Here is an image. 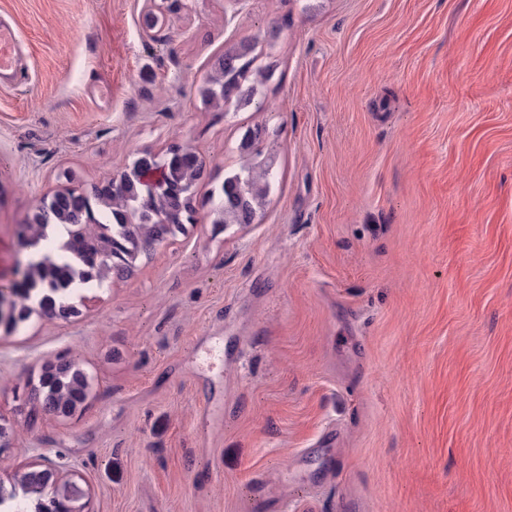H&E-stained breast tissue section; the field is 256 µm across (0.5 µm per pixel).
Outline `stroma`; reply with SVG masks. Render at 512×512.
Returning <instances> with one entry per match:
<instances>
[{"label":"stroma","instance_id":"stroma-1","mask_svg":"<svg viewBox=\"0 0 512 512\" xmlns=\"http://www.w3.org/2000/svg\"><path fill=\"white\" fill-rule=\"evenodd\" d=\"M164 3L0 0V287L41 198L143 152L195 150L203 203L261 125L277 188L0 334V491L49 460L94 512H512V0ZM245 39L272 111L204 106ZM61 354L91 396L29 423ZM19 49L18 39L13 30L0 25V77L14 69L16 56Z\"/></svg>","mask_w":512,"mask_h":512}]
</instances>
